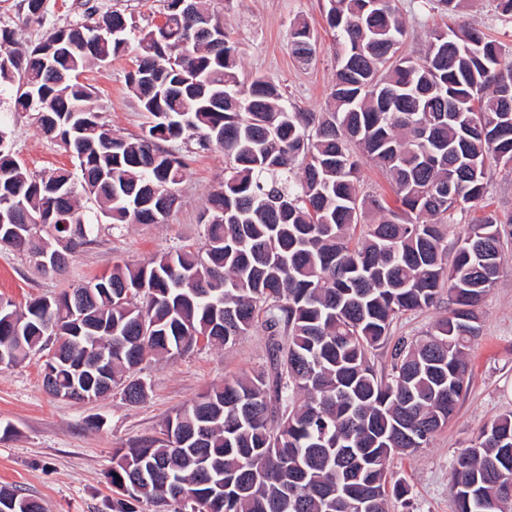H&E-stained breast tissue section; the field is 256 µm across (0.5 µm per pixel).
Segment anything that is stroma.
Instances as JSON below:
<instances>
[{"instance_id": "stroma-1", "label": "stroma", "mask_w": 512, "mask_h": 512, "mask_svg": "<svg viewBox=\"0 0 512 512\" xmlns=\"http://www.w3.org/2000/svg\"><path fill=\"white\" fill-rule=\"evenodd\" d=\"M241 50L239 78L263 77L279 83L290 109L321 111L335 77L334 38L325 23L327 0H207ZM118 11L128 23L127 45L111 62L89 65L83 84L97 96L103 122L123 137L141 135L149 125L128 76L139 58L142 34L163 17L164 0H45L42 21L27 20L25 0H0V25L14 28L21 46L37 44L53 27L73 24L87 6ZM406 26L402 54L423 53L429 33L445 25L470 24L499 41L512 57V22L493 11L492 0H465L448 17L429 11L426 0H399ZM310 25L315 54L300 61L292 51L294 19ZM7 116L10 148L28 172L72 168L73 159L59 141L46 137L32 114L14 109L11 94L0 95ZM224 156L196 150L179 186V205L162 224L102 225L91 244L77 250L67 267L45 275L21 251L0 249V297L25 306L110 272L117 263H143L172 248L200 245L201 216L210 194L224 180ZM487 192L478 214H512V171L491 167ZM506 261L480 309V334L470 344V391L447 427L430 445L391 457L389 470L405 481L410 493L390 500L389 512H454L450 471L456 455L495 416L512 410V225H505ZM269 338L257 327L227 345H198L171 360L150 361L139 375L148 395L126 401L120 390L89 401L49 396L43 387L46 352L34 351L18 364L0 370V486L15 487L40 501L46 512H109L113 493L107 479L112 452L132 448L158 436L163 421L199 393L225 379L269 370Z\"/></svg>"}]
</instances>
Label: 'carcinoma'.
I'll use <instances>...</instances> for the list:
<instances>
[{"label": "carcinoma", "instance_id": "cac0c4a2", "mask_svg": "<svg viewBox=\"0 0 512 512\" xmlns=\"http://www.w3.org/2000/svg\"><path fill=\"white\" fill-rule=\"evenodd\" d=\"M167 0L163 26L139 40L128 85L152 116L125 138L103 122L95 95L64 78L124 50L116 12L88 8L83 22L50 29L25 51L0 26V93L36 112L75 171L34 174L6 145L0 122V246L62 264L93 241L101 221L161 224L177 203L186 156L164 142L224 153V183L202 215L200 246L146 263L115 265L20 311L0 298V350L11 364L49 339L59 344L47 392L108 393L92 371L112 351V386L138 403L148 387L127 374L150 358L187 353L204 339L226 345L261 324L274 371L224 381L164 422L160 436L112 454V512H388L407 488L389 474L400 451L429 446L469 392L468 344L478 307L505 261L503 220L476 216L489 163L512 169V73L500 43L474 27L435 29L424 54H397L406 36L397 0H328L336 74L326 110L291 112L280 85L239 80L229 33L201 35L218 14L188 15ZM294 52L312 57L313 33L291 24ZM389 174L397 206L359 190V157ZM95 207L87 213L81 197ZM382 214L361 236L365 208ZM471 214L448 255L442 225ZM448 297V315L423 339L397 341L391 373L372 351L401 315ZM455 512L500 502L512 512V412L485 424L450 472ZM0 512H45L0 487Z\"/></svg>", "mask_w": 512, "mask_h": 512}]
</instances>
